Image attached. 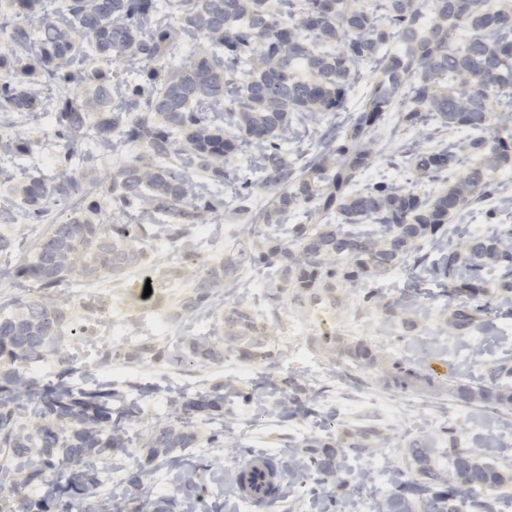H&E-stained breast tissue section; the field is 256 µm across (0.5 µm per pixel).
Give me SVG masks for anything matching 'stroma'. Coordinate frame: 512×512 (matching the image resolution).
Returning a JSON list of instances; mask_svg holds the SVG:
<instances>
[{"instance_id":"stroma-1","label":"stroma","mask_w":512,"mask_h":512,"mask_svg":"<svg viewBox=\"0 0 512 512\" xmlns=\"http://www.w3.org/2000/svg\"><path fill=\"white\" fill-rule=\"evenodd\" d=\"M166 18L176 31V47L162 60L165 72L184 67L198 51L206 48L202 35L184 24L181 15L166 8ZM377 64L358 65L344 109L319 117L316 123L294 118L287 153L295 166L304 165L321 152V135L335 128L344 135L348 116L370 90ZM42 109L23 114L16 127L29 146L24 152L0 149V212L8 213L9 223L0 222V236L10 240L9 250L0 251V313L17 308L32 299L54 300L65 295V313L77 332L66 337L56 357L26 365L37 383L51 382L64 371L79 391H92L110 385L124 403L139 407L138 419L123 428L126 448L112 461L100 464L102 495L115 512H134L145 502L170 497L179 485L183 468L193 465L204 471V485L192 503L197 512H368L369 507L395 488L399 472L416 473L409 450L414 442L428 438L436 450L432 466L448 463V450L476 448L484 460L512 467V405L499 407L487 416L484 407L461 397L463 387L477 388L489 383L512 394V375L498 374L500 365L512 366V316H502L492 333L473 336L449 327L455 306L462 302L453 283L435 280L421 271L410 270L398 279L384 277L375 287L359 283L336 291L333 308H301L292 296L268 289L279 271L262 261L274 239L287 238L290 226L255 221L243 224L231 215L234 193L250 187L258 210H265L268 197L263 189V173L254 163L251 147L226 169L223 182L211 183L204 200L223 201V208L212 212V223L243 237L246 255L224 288L201 308L187 312L181 302L191 291L195 278L214 265L235 255V248L211 243L192 225L184 242L167 239L163 214L144 218L142 211L128 210L118 218L122 224L150 221L152 237L143 248L146 265L115 279L70 278L58 287L41 288L21 275L20 267L33 255L49 233L46 224L31 216L24 201L22 185L31 176L53 180L68 174L76 180L77 193L64 205L54 206V214L69 216L74 209L96 206L99 215L111 211L109 183L103 175L137 161L141 146L118 152L98 150L95 141L69 147L56 135L51 121L58 99L52 86H40ZM404 107H394L387 123L377 133L371 165L356 178L353 188L360 191L379 181H393L421 195H436L452 186L459 172L445 173L436 180L421 179L410 155L420 146L440 147L459 137L474 139L476 131L438 125L433 119L406 126ZM95 154L93 166L82 162L84 154ZM70 166H63V159ZM494 202V218H487L480 203L468 205L457 216V223L480 225V235H497L512 225V181L501 182ZM151 278L150 299H143L144 278ZM264 281L261 290L251 288V280ZM123 301L124 319L130 327L125 344H102L114 318L112 305ZM238 304L250 312L266 338L261 349L250 352L246 342L231 344L222 339V320L229 305ZM163 321L166 336L154 332L156 321ZM207 334L220 341V359L199 363L183 361L171 366L167 357L178 354L185 337ZM412 368L416 376L407 387L390 380L395 364ZM224 384L221 410L185 415L184 401L209 393L215 384ZM297 393L309 407L308 422L332 416L335 427L315 430L333 450L358 431L368 433L371 450L346 455L340 481L314 480L307 468H299L292 485L273 504L257 503L240 496L235 474L246 462L262 453L263 436H272L277 460L299 457L300 440L292 433L291 417L283 407L288 393ZM404 401L394 423H386L381 406L386 399ZM357 402L353 415H345L343 404ZM444 417L433 426L422 417V410ZM462 413L466 422L455 421ZM170 422L194 433V447L176 449V461L150 459L145 445L148 433L157 425ZM141 474L143 484L132 488L129 479Z\"/></svg>"}]
</instances>
